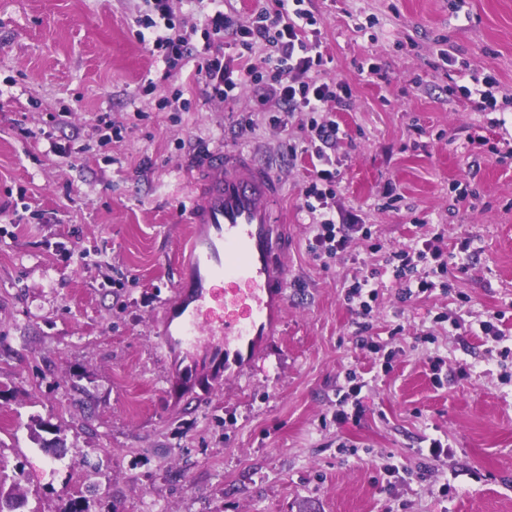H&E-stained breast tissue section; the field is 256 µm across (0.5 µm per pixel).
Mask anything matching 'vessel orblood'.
I'll return each instance as SVG.
<instances>
[{"instance_id": "obj_1", "label": "vessel or blood", "mask_w": 512, "mask_h": 512, "mask_svg": "<svg viewBox=\"0 0 512 512\" xmlns=\"http://www.w3.org/2000/svg\"><path fill=\"white\" fill-rule=\"evenodd\" d=\"M190 185L192 233L162 348L187 380L203 367L237 379L284 323L292 238L273 217L282 183L252 153L227 149L204 155Z\"/></svg>"}]
</instances>
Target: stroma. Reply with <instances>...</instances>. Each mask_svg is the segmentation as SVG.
<instances>
[{"label":"stroma","mask_w":512,"mask_h":512,"mask_svg":"<svg viewBox=\"0 0 512 512\" xmlns=\"http://www.w3.org/2000/svg\"><path fill=\"white\" fill-rule=\"evenodd\" d=\"M452 3L311 2L321 78L351 89L334 203L367 229L326 258L302 209L311 162L284 149L300 117L282 128L249 91L191 81L187 108H162L176 83L137 37L146 0H0V473L27 512H512V106L493 125L439 56L512 98V0ZM227 147L283 182L288 305L249 376L197 399L169 387L162 317L193 158ZM420 239L440 252L416 271L435 287L406 301L388 256ZM362 273L378 292L365 348L346 299ZM352 371L360 415L340 421ZM429 437L447 457L426 458Z\"/></svg>","instance_id":"35a3bbf8"}]
</instances>
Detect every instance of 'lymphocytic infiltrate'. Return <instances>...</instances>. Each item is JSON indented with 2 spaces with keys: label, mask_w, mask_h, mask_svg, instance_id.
<instances>
[{
  "label": "lymphocytic infiltrate",
  "mask_w": 512,
  "mask_h": 512,
  "mask_svg": "<svg viewBox=\"0 0 512 512\" xmlns=\"http://www.w3.org/2000/svg\"><path fill=\"white\" fill-rule=\"evenodd\" d=\"M310 0H269L248 19L224 8V0H209L203 20V62L195 78L210 98L236 99L250 90L258 105L276 102L285 117L307 119L309 139L288 148L289 156L310 155L313 163L304 190L303 207L316 226L313 249L332 258L343 252L359 225L357 216L332 213L328 200L336 194L338 171L332 154L341 140L340 127L329 112L346 105L347 84L319 80L327 63L318 20ZM137 24L148 42L162 54L166 76L180 73L189 62L193 33L177 21L168 0H151L148 15Z\"/></svg>",
  "instance_id": "1"
}]
</instances>
